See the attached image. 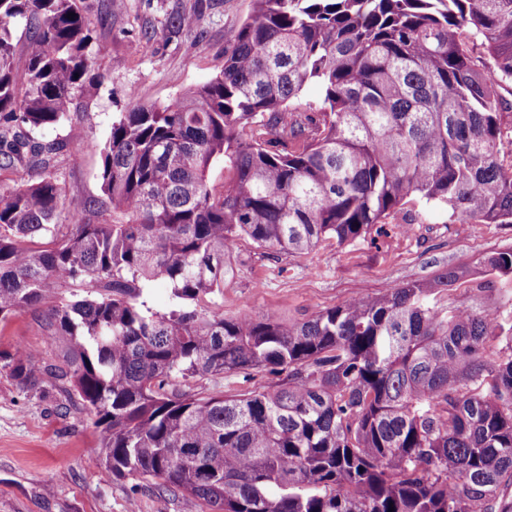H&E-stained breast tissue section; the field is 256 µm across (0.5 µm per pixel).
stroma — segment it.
Masks as SVG:
<instances>
[{"label": "stroma", "instance_id": "stroma-1", "mask_svg": "<svg viewBox=\"0 0 512 512\" xmlns=\"http://www.w3.org/2000/svg\"><path fill=\"white\" fill-rule=\"evenodd\" d=\"M89 9L93 48L105 81L85 104L91 114L90 138L105 142L112 123L127 111L130 98L163 105L208 82L224 67V42L250 10V0H125L108 11L100 0ZM202 3L203 38L170 35L167 15ZM71 196L101 193L98 152L70 146L60 157ZM415 221L407 234L374 247L363 241L329 239L302 256L272 255L241 241L231 258L233 277L224 282L222 310L228 317L260 318L277 311L295 321L351 298L373 299L395 284L464 270L449 298L469 302L480 265L488 253L512 248V224H452L445 208L413 199L405 206ZM24 344L38 352V379L21 385L0 364V512H201L199 500L181 496L163 502L152 482L118 479L106 467H89L101 448L89 415L61 389L52 371L57 357L46 332L30 312L0 322V353ZM270 376L261 371L206 376L195 392L221 396L266 390Z\"/></svg>", "mask_w": 512, "mask_h": 512}]
</instances>
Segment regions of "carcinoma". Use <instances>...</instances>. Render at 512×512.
<instances>
[{
	"mask_svg": "<svg viewBox=\"0 0 512 512\" xmlns=\"http://www.w3.org/2000/svg\"><path fill=\"white\" fill-rule=\"evenodd\" d=\"M79 2L0 0V322L30 311L61 349L92 464L206 512H512V316L444 303L463 273L302 321L220 311L243 239L375 243L414 197L450 224H512V0H252L219 75L162 107L131 98L102 144L79 105L104 80ZM166 27L203 37L194 8ZM70 142L100 152L104 198L69 197ZM482 265L512 274V250ZM8 366L36 382L26 347ZM255 369L276 389H183Z\"/></svg>",
	"mask_w": 512,
	"mask_h": 512,
	"instance_id": "obj_1",
	"label": "carcinoma"
}]
</instances>
